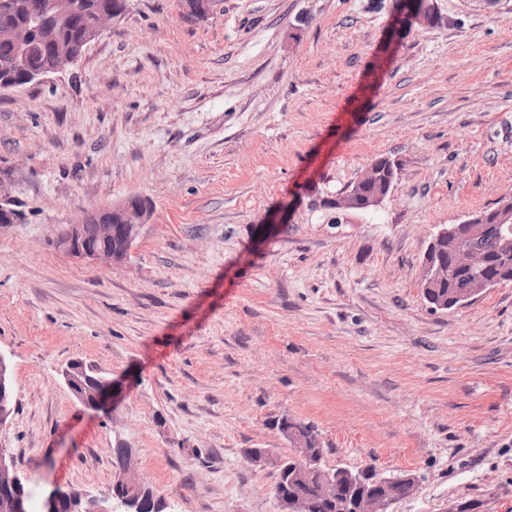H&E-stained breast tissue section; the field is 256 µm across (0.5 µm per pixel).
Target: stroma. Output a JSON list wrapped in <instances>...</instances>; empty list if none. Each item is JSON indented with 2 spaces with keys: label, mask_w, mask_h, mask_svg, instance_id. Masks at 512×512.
<instances>
[{
  "label": "stroma",
  "mask_w": 512,
  "mask_h": 512,
  "mask_svg": "<svg viewBox=\"0 0 512 512\" xmlns=\"http://www.w3.org/2000/svg\"><path fill=\"white\" fill-rule=\"evenodd\" d=\"M181 4L130 0L69 72L0 90V448L29 493L106 495L121 442L165 512H277L249 454L293 455L289 421L327 469L413 474L390 512H512V283L423 293L435 231L512 194V0H436L394 37L395 0ZM381 156L377 209H311ZM132 196L122 261L55 247ZM75 360L108 409L67 390ZM376 160L380 172L379 180L374 184L360 187L358 191L363 205L369 204L370 199L377 195L387 196L397 177L396 164L389 157H379ZM9 360L0 353V427L5 425L14 410ZM77 365L80 367L76 368ZM86 367L87 365L82 361L71 362V365L63 371L64 382L82 406L88 409H98L113 395L115 383L106 375L94 372L97 375L94 378L95 385L91 391L86 392L84 387V369Z\"/></svg>",
  "instance_id": "1"
}]
</instances>
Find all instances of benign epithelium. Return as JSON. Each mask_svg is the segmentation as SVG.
<instances>
[{"label": "benign epithelium", "mask_w": 512, "mask_h": 512, "mask_svg": "<svg viewBox=\"0 0 512 512\" xmlns=\"http://www.w3.org/2000/svg\"><path fill=\"white\" fill-rule=\"evenodd\" d=\"M53 0H30L28 10L37 31L38 42L46 47L54 44L57 39L56 14L53 13ZM412 25L428 26L437 16L436 0H414L412 8L404 12ZM121 15L114 12H98L91 19V35L87 36L71 51L59 56L51 64L39 70L29 71L26 80L34 81L40 77L63 71L75 64L90 46L92 41L109 31ZM24 68V55L18 54L11 61L0 66L3 78L0 79V90L14 88L17 83L14 74ZM147 210L133 206L129 202L116 204L110 208L86 213L77 224H69L57 239L58 247L65 252L82 259L112 262L120 261L141 236L146 220ZM97 221L96 234L99 245L88 246L85 239V227L88 221ZM477 225L473 220L443 228L437 232L430 243L426 259L425 287L431 288L435 283L448 279V267L437 259L441 249L440 243L452 235L459 237L463 233H473ZM454 265L461 269L478 271L485 265L483 254L468 248H459L454 253ZM86 364L74 361L64 369L63 378L67 388L77 401L88 409H98L113 395L114 380L103 374L94 378V387L85 390ZM12 388L9 360L0 353V427L5 425L14 410L12 404ZM299 465H287L283 459L265 451H258L255 464L265 468L271 466L284 475L283 486L275 488V500L278 512H312V502L301 497L297 492L299 484L311 476L319 477L320 497L326 502H335L338 494L339 481L343 475L326 470L320 466V459L306 448L298 449ZM0 497L10 502L9 512H26L28 491L23 483L13 458L0 449ZM85 494L78 490H54L45 502L46 512H68L72 502L84 498ZM398 500L387 479L375 481V490L362 497L358 512H389V506ZM90 512H153L156 498L150 493L149 484L140 471L132 463L119 469L112 484L110 498L99 501L88 500Z\"/></svg>", "instance_id": "obj_1"}]
</instances>
